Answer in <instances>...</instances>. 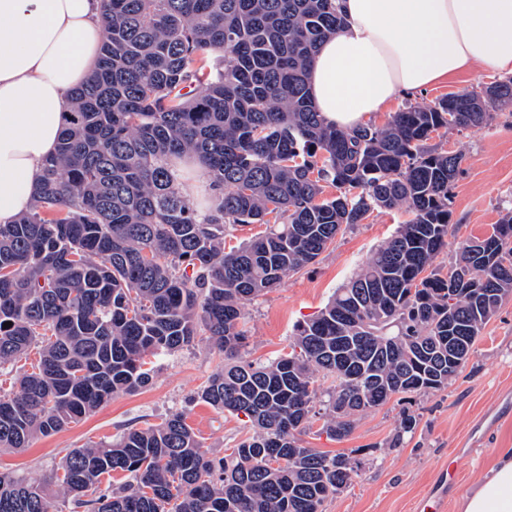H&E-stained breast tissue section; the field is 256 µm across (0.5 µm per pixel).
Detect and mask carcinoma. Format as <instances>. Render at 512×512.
Returning <instances> with one entry per match:
<instances>
[{"mask_svg": "<svg viewBox=\"0 0 512 512\" xmlns=\"http://www.w3.org/2000/svg\"><path fill=\"white\" fill-rule=\"evenodd\" d=\"M104 3L98 67L72 95L33 206L0 225V370L40 346L38 370L0 395V448L146 387L148 356L204 335L224 367L198 397L243 415L251 435L218 457L175 413L71 450L57 485L85 512H324L357 463L300 445L316 375L333 379L321 431L340 439L395 396L446 388L512 296V211L459 244L448 269L434 266L454 236L463 158L426 146L440 129L488 125L491 106L512 108V78L348 131L326 125L306 91L318 44L342 24L336 0ZM186 155L213 196L181 191ZM401 205L411 218L297 326L291 352L243 359L247 303L342 227ZM228 224L269 230L226 250ZM416 425L403 414L390 447ZM115 473L124 482L102 485ZM51 508L44 486L0 472V512Z\"/></svg>", "mask_w": 512, "mask_h": 512, "instance_id": "cac0c4a2", "label": "carcinoma"}]
</instances>
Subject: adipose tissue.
<instances>
[{
    "instance_id": "ef3b65f1",
    "label": "adipose tissue",
    "mask_w": 512,
    "mask_h": 512,
    "mask_svg": "<svg viewBox=\"0 0 512 512\" xmlns=\"http://www.w3.org/2000/svg\"><path fill=\"white\" fill-rule=\"evenodd\" d=\"M342 26L319 47L308 91L328 124L351 130L396 99L477 67L512 75V0H338ZM103 0H0V224L33 203L58 148L72 91L101 55ZM459 505L512 512V448Z\"/></svg>"
}]
</instances>
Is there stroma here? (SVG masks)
Masks as SVG:
<instances>
[{
	"instance_id": "1",
	"label": "stroma",
	"mask_w": 512,
	"mask_h": 512,
	"mask_svg": "<svg viewBox=\"0 0 512 512\" xmlns=\"http://www.w3.org/2000/svg\"><path fill=\"white\" fill-rule=\"evenodd\" d=\"M495 79L477 68L466 84H440L396 101L390 112L431 105L451 93H480ZM390 112L379 114L376 125L385 124ZM429 144L463 158L451 189L456 241L484 237L512 210V111H496L492 122L479 129L433 134ZM408 218L402 207L375 211L364 223L341 231L314 264L246 304L240 321L247 335L245 357L267 363L288 353L296 325L317 315ZM223 364V354L206 341L157 357L146 388L112 398L62 431L35 438L23 451H0V471L46 486L52 512H74L70 496L51 481L69 450L112 442L127 429L160 423L176 411L185 413L205 449L223 455L249 432L244 417L218 411L198 397ZM406 412L415 415L417 426L400 447H391ZM300 440L304 447L344 453L358 462L351 483L327 500L325 512H418L452 461L463 476V489L471 490L490 470L495 449L512 448V298L484 327L461 374L447 388L367 411L343 439L327 438L312 425Z\"/></svg>"
}]
</instances>
